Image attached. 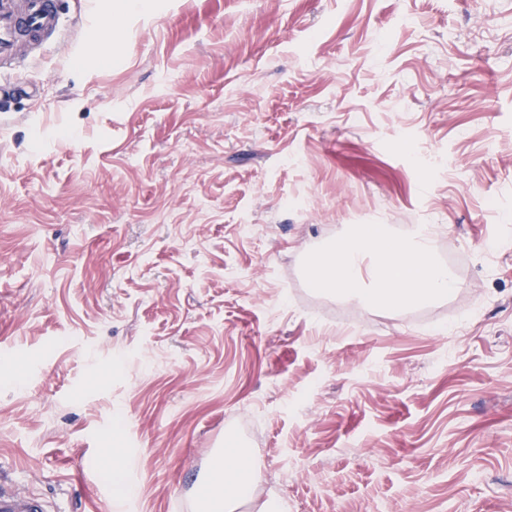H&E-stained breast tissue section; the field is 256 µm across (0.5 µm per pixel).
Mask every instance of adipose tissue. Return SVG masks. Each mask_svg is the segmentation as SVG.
I'll list each match as a JSON object with an SVG mask.
<instances>
[{"label":"adipose tissue","instance_id":"ef3b65f1","mask_svg":"<svg viewBox=\"0 0 512 512\" xmlns=\"http://www.w3.org/2000/svg\"><path fill=\"white\" fill-rule=\"evenodd\" d=\"M319 288L348 294L367 305L403 308L445 297L456 281L433 256L427 228L403 237L382 224H353L314 260ZM259 475L246 449L227 444L211 466L205 512H236L255 491Z\"/></svg>","mask_w":512,"mask_h":512}]
</instances>
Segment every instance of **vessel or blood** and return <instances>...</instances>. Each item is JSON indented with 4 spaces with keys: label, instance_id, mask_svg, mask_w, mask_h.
I'll use <instances>...</instances> for the list:
<instances>
[{
    "label": "vessel or blood",
    "instance_id": "1",
    "mask_svg": "<svg viewBox=\"0 0 512 512\" xmlns=\"http://www.w3.org/2000/svg\"><path fill=\"white\" fill-rule=\"evenodd\" d=\"M53 0H0V57L17 53L23 42L39 41L56 27ZM0 512H52L43 498L0 484Z\"/></svg>",
    "mask_w": 512,
    "mask_h": 512
}]
</instances>
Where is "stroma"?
I'll return each mask as SVG.
<instances>
[{"label": "stroma", "mask_w": 512, "mask_h": 512, "mask_svg": "<svg viewBox=\"0 0 512 512\" xmlns=\"http://www.w3.org/2000/svg\"><path fill=\"white\" fill-rule=\"evenodd\" d=\"M54 2L0 60V482L177 512L232 439L238 512H512V0ZM348 224L454 292L310 287Z\"/></svg>", "instance_id": "obj_1"}]
</instances>
